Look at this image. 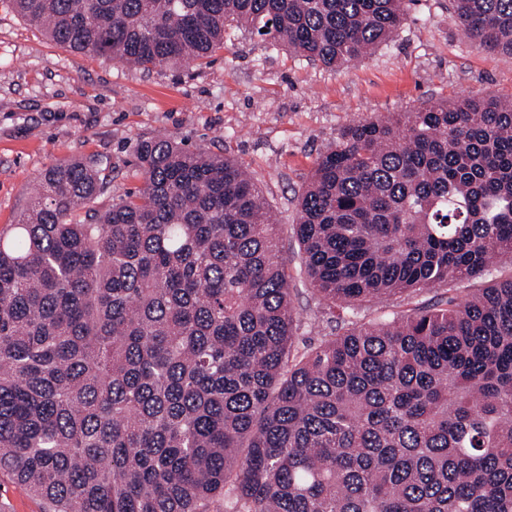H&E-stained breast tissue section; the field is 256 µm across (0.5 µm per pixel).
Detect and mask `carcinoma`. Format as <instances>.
Segmentation results:
<instances>
[{
  "label": "carcinoma",
  "instance_id": "carcinoma-1",
  "mask_svg": "<svg viewBox=\"0 0 512 512\" xmlns=\"http://www.w3.org/2000/svg\"><path fill=\"white\" fill-rule=\"evenodd\" d=\"M56 43L141 69L229 30L341 67L404 0H11ZM512 57V0H450ZM105 212L93 166L40 174L0 232V471L47 512H512V103L468 97L343 129L298 199L300 269L345 331L299 351L298 290L233 158L141 141ZM448 295L384 322L363 306Z\"/></svg>",
  "mask_w": 512,
  "mask_h": 512
}]
</instances>
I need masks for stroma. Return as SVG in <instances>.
Returning <instances> with one entry per match:
<instances>
[{"mask_svg":"<svg viewBox=\"0 0 512 512\" xmlns=\"http://www.w3.org/2000/svg\"><path fill=\"white\" fill-rule=\"evenodd\" d=\"M470 95L512 98V59L467 38L449 0H408L394 38L341 68L240 34L209 65L149 71L59 45L0 0V230L31 207L37 176L67 161L95 167L105 185L98 207L111 208L141 184L136 143L163 134L251 173L294 268L297 199L345 126ZM298 292L302 351L340 326L313 319L309 286Z\"/></svg>","mask_w":512,"mask_h":512,"instance_id":"1","label":"stroma"}]
</instances>
